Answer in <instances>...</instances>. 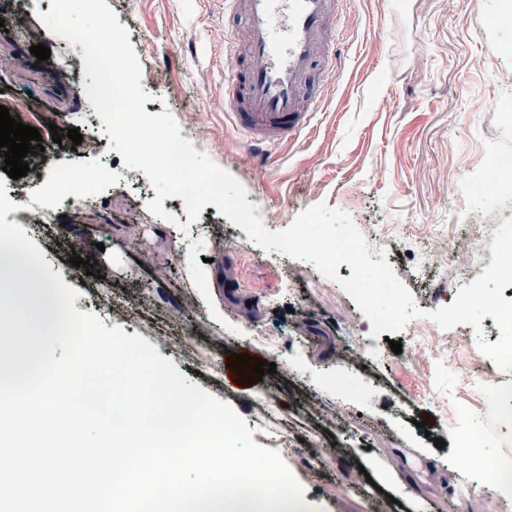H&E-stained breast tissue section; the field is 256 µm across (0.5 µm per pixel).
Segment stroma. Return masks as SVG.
<instances>
[{
    "label": "stroma",
    "instance_id": "obj_1",
    "mask_svg": "<svg viewBox=\"0 0 512 512\" xmlns=\"http://www.w3.org/2000/svg\"><path fill=\"white\" fill-rule=\"evenodd\" d=\"M107 4L142 65L147 109H169L182 137L238 179L268 230L321 202L347 212L372 240L371 256L385 255L426 315L394 334L402 345L394 353L336 280L262 249L243 229L226 235L215 205L195 224L169 198L173 221L152 215V185L124 166L75 92L81 46L40 20L50 0H0V105L40 133L54 124L83 136L78 145L45 142L43 180L65 168L109 174L44 199L67 240L26 231L78 289L76 309L140 335L188 382L231 404L254 442L279 450L318 512H371L377 498L382 512H512V493L491 489L483 471L450 466L472 427L484 433L481 461L512 452V421L501 417L508 406L497 398L512 372L468 377L490 363L478 337L494 343L500 330L489 316L480 336L427 317L490 265L495 226L512 218L511 186L472 188L489 177L490 158L512 156V57L501 52L512 45V18L502 19L501 0H347L335 24L336 73L312 75L322 100L313 128L263 161L224 114L228 43L242 18L224 0ZM38 43L51 50L41 63L30 53ZM487 214L493 224H483ZM433 224L447 243L467 241L475 264H427L420 240ZM76 254L99 276L73 266ZM101 276L113 292L106 315L93 291ZM425 328L456 347L457 361L422 355ZM233 352L275 363L276 372L251 389L234 386L224 377ZM286 430L296 448L281 447Z\"/></svg>",
    "mask_w": 512,
    "mask_h": 512
}]
</instances>
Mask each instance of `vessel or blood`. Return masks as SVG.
I'll use <instances>...</instances> for the list:
<instances>
[{
	"label": "vessel or blood",
	"instance_id": "vessel-or-blood-1",
	"mask_svg": "<svg viewBox=\"0 0 512 512\" xmlns=\"http://www.w3.org/2000/svg\"><path fill=\"white\" fill-rule=\"evenodd\" d=\"M246 22L231 41L235 69L224 106L255 149L298 138L320 104L309 94L313 69L334 67L329 32L339 0H229Z\"/></svg>",
	"mask_w": 512,
	"mask_h": 512
}]
</instances>
